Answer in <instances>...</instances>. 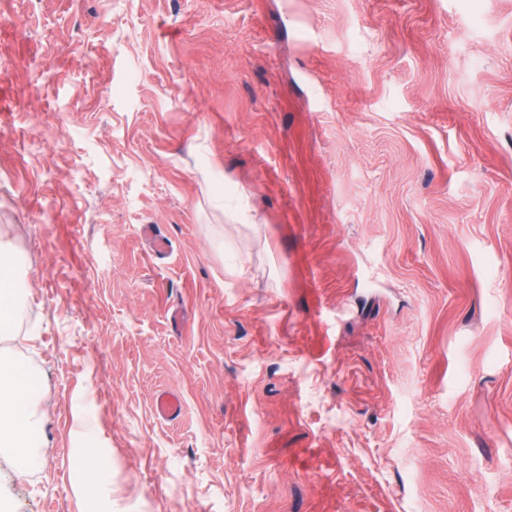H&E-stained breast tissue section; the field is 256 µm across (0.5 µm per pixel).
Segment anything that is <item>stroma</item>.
Here are the masks:
<instances>
[{
  "label": "stroma",
  "instance_id": "stroma-1",
  "mask_svg": "<svg viewBox=\"0 0 512 512\" xmlns=\"http://www.w3.org/2000/svg\"><path fill=\"white\" fill-rule=\"evenodd\" d=\"M0 242V512H512V0H0ZM3 245L0 242V255H1V271L4 277L1 276L0 282V329L1 333L4 327L7 326L8 322L12 319L14 312V295L16 292L17 285L13 278L4 272L2 263ZM38 399L30 374L0 356V450L26 454L39 446Z\"/></svg>",
  "mask_w": 512,
  "mask_h": 512
}]
</instances>
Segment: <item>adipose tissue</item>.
<instances>
[{
  "label": "adipose tissue",
  "instance_id": "obj_1",
  "mask_svg": "<svg viewBox=\"0 0 512 512\" xmlns=\"http://www.w3.org/2000/svg\"><path fill=\"white\" fill-rule=\"evenodd\" d=\"M38 399L30 374L0 356V449L24 454L38 447Z\"/></svg>",
  "mask_w": 512,
  "mask_h": 512
}]
</instances>
